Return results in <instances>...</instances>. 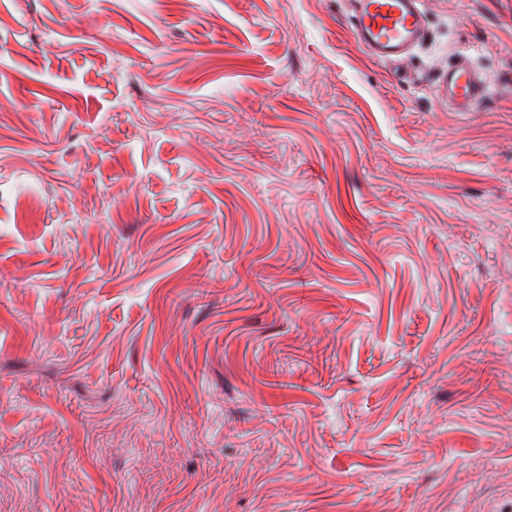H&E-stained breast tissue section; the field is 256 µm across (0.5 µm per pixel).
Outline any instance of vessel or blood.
<instances>
[{"label": "vessel or blood", "mask_w": 512, "mask_h": 512, "mask_svg": "<svg viewBox=\"0 0 512 512\" xmlns=\"http://www.w3.org/2000/svg\"><path fill=\"white\" fill-rule=\"evenodd\" d=\"M350 22L357 43L392 65L430 37L423 0H350ZM436 88L454 112L477 111L487 95L473 59L463 52L453 58Z\"/></svg>", "instance_id": "obj_1"}]
</instances>
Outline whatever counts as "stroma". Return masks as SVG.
<instances>
[{"mask_svg":"<svg viewBox=\"0 0 512 512\" xmlns=\"http://www.w3.org/2000/svg\"><path fill=\"white\" fill-rule=\"evenodd\" d=\"M427 21L0 0V512H512V0ZM349 4L357 43L385 63L397 64L430 37L423 0H351ZM453 112H475L487 95L485 81L466 53H458L436 84Z\"/></svg>","mask_w":512,"mask_h":512,"instance_id":"obj_1","label":"stroma"}]
</instances>
